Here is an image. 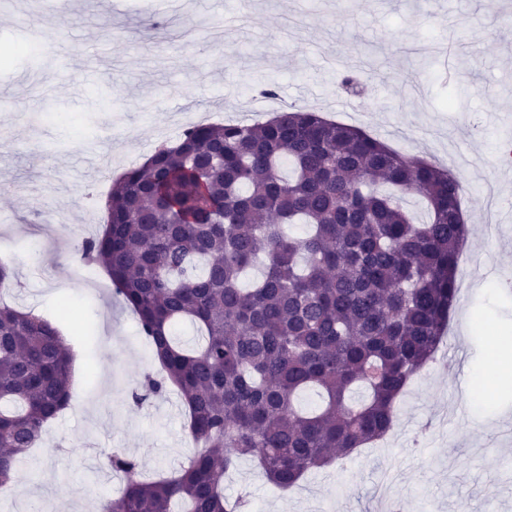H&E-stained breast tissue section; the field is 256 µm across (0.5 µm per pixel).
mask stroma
<instances>
[{
  "mask_svg": "<svg viewBox=\"0 0 512 512\" xmlns=\"http://www.w3.org/2000/svg\"><path fill=\"white\" fill-rule=\"evenodd\" d=\"M225 26L212 0H182L162 16L157 0H38L0 8V243L18 241L7 265L19 286L9 302L51 319L61 300L89 335L70 338L71 407L17 467L18 492L0 512H88L118 496L119 448L152 478L193 451L177 391L135 403L154 352L133 312L98 271L86 286L80 242L99 232L112 181L163 143L186 115L229 109L281 111L297 103L354 123L408 156L452 161L465 186L460 289L434 362L397 404L396 437L305 476L270 485L246 458L224 495L248 489L252 512H512V389L476 391L489 348L512 333V219L484 230L485 189L512 211V0H248ZM353 72L359 94L339 87ZM274 89L276 98L264 97Z\"/></svg>",
  "mask_w": 512,
  "mask_h": 512,
  "instance_id": "1",
  "label": "stroma"
}]
</instances>
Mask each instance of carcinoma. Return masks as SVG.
Masks as SVG:
<instances>
[{
    "label": "carcinoma",
    "mask_w": 512,
    "mask_h": 512,
    "mask_svg": "<svg viewBox=\"0 0 512 512\" xmlns=\"http://www.w3.org/2000/svg\"><path fill=\"white\" fill-rule=\"evenodd\" d=\"M463 183L361 128L289 108L258 124H201L112 184L81 258L104 268L174 386L194 451L156 481L109 456L126 485L103 512H246L224 475L258 460L281 489L383 437L433 360L456 301ZM415 194L419 220L404 205ZM304 224L302 237L284 231ZM181 320L199 332L175 339ZM58 326L0 303V487L70 403ZM323 404L306 411L300 394Z\"/></svg>",
    "instance_id": "carcinoma-1"
}]
</instances>
